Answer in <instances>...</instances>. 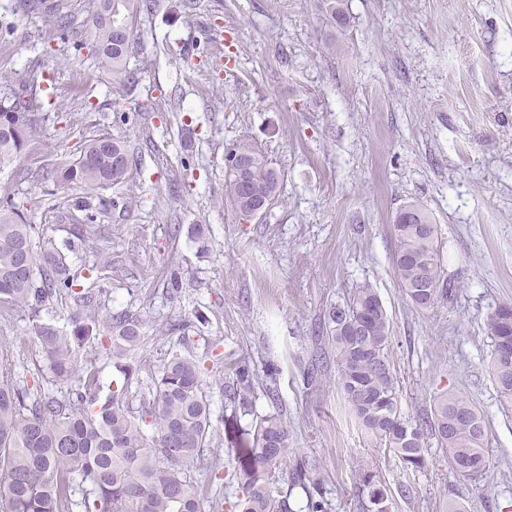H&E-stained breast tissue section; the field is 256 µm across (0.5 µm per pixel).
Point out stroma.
I'll list each match as a JSON object with an SVG mask.
<instances>
[{"mask_svg":"<svg viewBox=\"0 0 512 512\" xmlns=\"http://www.w3.org/2000/svg\"><path fill=\"white\" fill-rule=\"evenodd\" d=\"M161 0L134 30L136 90L119 95L91 48L49 36L27 0H0V75H52L41 131L0 167V199L66 257L77 289L104 314L142 315L136 359H203L215 433L202 512H236L233 478L253 416L282 412L288 461L319 463L328 512H362L356 472L377 471L392 512H512V410L486 371L488 315L512 303V0ZM103 134L130 142L126 184L102 190L98 237L63 198L80 183L44 175ZM250 139L282 181L270 210L240 219L224 197L225 155ZM437 224L450 299H406L391 224L404 204ZM392 325L388 356L400 406L414 418L443 391L467 394L488 430L486 480L453 472L436 439L423 469L404 468L350 412L328 343L327 312L362 285ZM0 349L19 385L59 394L31 313L0 316ZM255 374L252 416L223 392Z\"/></svg>","mask_w":512,"mask_h":512,"instance_id":"obj_1","label":"stroma"}]
</instances>
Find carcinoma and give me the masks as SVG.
I'll return each mask as SVG.
<instances>
[{
  "label": "carcinoma",
  "mask_w": 512,
  "mask_h": 512,
  "mask_svg": "<svg viewBox=\"0 0 512 512\" xmlns=\"http://www.w3.org/2000/svg\"><path fill=\"white\" fill-rule=\"evenodd\" d=\"M159 0H95L91 24L99 69L122 78L121 88L135 86L127 66L134 52L137 17L156 11ZM52 36L79 40L82 29L65 0L43 13ZM39 76L14 84L0 76V165L13 161L37 133ZM230 152L248 159L241 175L225 168L224 194L244 218L253 205L280 196V177L249 140ZM133 154L125 142L100 135L80 148L71 163L53 169L62 184L78 182L105 188L128 181ZM396 241L394 268L409 301L428 310L448 298L438 227L420 205L400 207L392 224ZM37 225L9 199L0 203V315L18 308L32 314L34 336L53 382L79 378L76 397H46L14 383L8 360L0 353V512H200L202 489L192 471L204 464L213 437L209 394L202 361L174 354L152 378V392L135 396L129 388L144 366L120 363V386L100 397L98 369L78 366V355L90 339L107 329L112 357L124 359L143 341L144 319L120 312L102 317L91 296L74 289V277L63 255L36 249ZM65 297L75 310L72 329L63 333L39 319L40 307ZM331 348L339 385L365 433L392 452L406 467H424L423 440L431 435L448 455V466L464 469L479 480L488 473V431L478 408L460 393H444L430 412L411 420L402 413L399 387L387 357L392 327L375 288L364 284L328 312ZM352 325L363 335L349 333ZM492 353L487 371L500 403L512 407V304L499 305L487 319ZM253 374L245 364L235 368L233 402L251 414ZM288 456V427L282 414L258 417L246 459L235 470L243 498L240 512H292L290 493L274 494L276 474ZM291 486L322 495L319 466L296 463ZM356 487L367 512H390L389 488L370 468L361 469Z\"/></svg>",
  "instance_id": "cac0c4a2"
}]
</instances>
